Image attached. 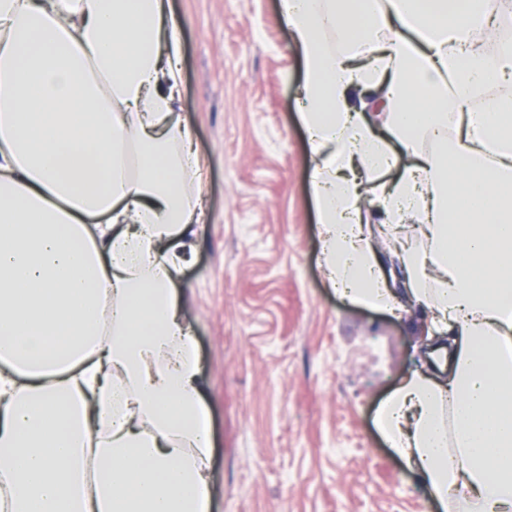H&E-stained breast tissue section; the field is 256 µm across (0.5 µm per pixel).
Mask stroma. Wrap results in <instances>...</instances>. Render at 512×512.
I'll return each instance as SVG.
<instances>
[{"mask_svg":"<svg viewBox=\"0 0 512 512\" xmlns=\"http://www.w3.org/2000/svg\"><path fill=\"white\" fill-rule=\"evenodd\" d=\"M281 0H165L205 210L181 310L214 437L212 512H436L373 426L422 317L330 288Z\"/></svg>","mask_w":512,"mask_h":512,"instance_id":"1","label":"stroma"}]
</instances>
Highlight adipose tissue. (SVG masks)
<instances>
[{
    "instance_id": "adipose-tissue-1",
    "label": "adipose tissue",
    "mask_w": 512,
    "mask_h": 512,
    "mask_svg": "<svg viewBox=\"0 0 512 512\" xmlns=\"http://www.w3.org/2000/svg\"><path fill=\"white\" fill-rule=\"evenodd\" d=\"M284 19L329 285L429 319L376 427L439 512H512V0ZM179 29L164 0H0V512H210Z\"/></svg>"
}]
</instances>
